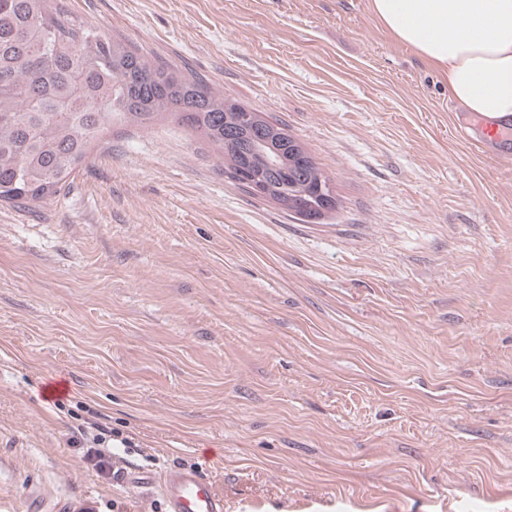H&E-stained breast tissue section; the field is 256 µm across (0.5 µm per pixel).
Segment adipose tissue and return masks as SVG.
<instances>
[{
  "label": "adipose tissue",
  "mask_w": 512,
  "mask_h": 512,
  "mask_svg": "<svg viewBox=\"0 0 512 512\" xmlns=\"http://www.w3.org/2000/svg\"><path fill=\"white\" fill-rule=\"evenodd\" d=\"M370 9L447 78L462 111L512 117V0H370Z\"/></svg>",
  "instance_id": "1"
}]
</instances>
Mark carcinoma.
<instances>
[{
	"instance_id": "carcinoma-1",
	"label": "carcinoma",
	"mask_w": 512,
	"mask_h": 512,
	"mask_svg": "<svg viewBox=\"0 0 512 512\" xmlns=\"http://www.w3.org/2000/svg\"><path fill=\"white\" fill-rule=\"evenodd\" d=\"M208 83L149 64L131 45L80 22L55 0H0V201L56 194L122 122L168 114L224 156V106ZM328 180L287 161L275 182Z\"/></svg>"
}]
</instances>
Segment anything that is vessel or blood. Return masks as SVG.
I'll return each mask as SVG.
<instances>
[{
  "label": "vessel or blood",
  "instance_id": "vessel-or-blood-1",
  "mask_svg": "<svg viewBox=\"0 0 512 512\" xmlns=\"http://www.w3.org/2000/svg\"><path fill=\"white\" fill-rule=\"evenodd\" d=\"M463 139L483 155L497 159L510 156L512 120L477 117L475 128ZM129 482L138 487L158 484L166 512H225L224 499L213 482L194 469L171 468L157 479L137 471L130 474Z\"/></svg>",
  "mask_w": 512,
  "mask_h": 512
}]
</instances>
